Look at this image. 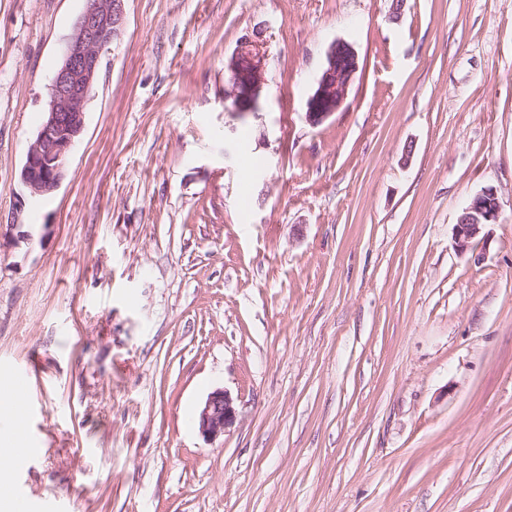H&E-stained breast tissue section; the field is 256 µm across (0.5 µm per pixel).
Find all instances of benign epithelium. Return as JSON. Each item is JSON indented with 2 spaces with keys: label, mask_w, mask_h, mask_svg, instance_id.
<instances>
[{
  "label": "benign epithelium",
  "mask_w": 512,
  "mask_h": 512,
  "mask_svg": "<svg viewBox=\"0 0 512 512\" xmlns=\"http://www.w3.org/2000/svg\"><path fill=\"white\" fill-rule=\"evenodd\" d=\"M127 0H89L78 18L60 67L51 79L45 120L30 144L20 171L21 183L34 196L54 192L65 177L70 153L83 129L85 111L100 70L102 51L118 40L126 20ZM359 69L353 47L332 42L316 87L305 103L309 125L322 124L338 112L347 99L354 75ZM228 88L224 102L232 112H252L267 85L265 43L256 33L244 37L224 60ZM500 202L496 192L484 189L464 209L455 229V245L465 253L487 224L497 222ZM236 418L234 399L227 391L211 392L201 405L197 424L206 439L224 435Z\"/></svg>",
  "instance_id": "7a95c632"
}]
</instances>
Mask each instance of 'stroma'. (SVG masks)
Returning <instances> with one entry per match:
<instances>
[{"mask_svg":"<svg viewBox=\"0 0 512 512\" xmlns=\"http://www.w3.org/2000/svg\"><path fill=\"white\" fill-rule=\"evenodd\" d=\"M86 5L0 0V396L30 374L12 491L34 512H512V0H127L34 197L20 170ZM256 27L267 86L225 111ZM336 40L359 70L313 127ZM486 188L498 221L459 253ZM217 389L237 416L208 440ZM500 208L498 196L491 188L482 190L474 197L464 209V216L456 224L455 245L460 253L470 249L473 240L482 233L485 225L497 222ZM235 418L234 399L227 391L217 389L207 396L198 411L199 433L205 439H216L224 435L225 429L234 422Z\"/></svg>","mask_w":512,"mask_h":512,"instance_id":"1","label":"stroma"}]
</instances>
